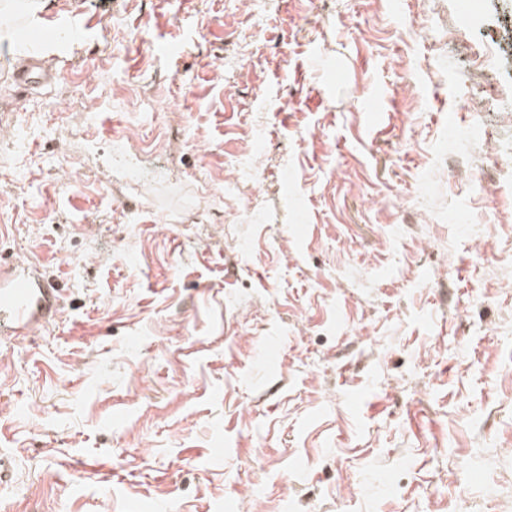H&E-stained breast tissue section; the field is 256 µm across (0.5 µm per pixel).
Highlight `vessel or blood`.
Wrapping results in <instances>:
<instances>
[{
    "label": "vessel or blood",
    "mask_w": 512,
    "mask_h": 512,
    "mask_svg": "<svg viewBox=\"0 0 512 512\" xmlns=\"http://www.w3.org/2000/svg\"><path fill=\"white\" fill-rule=\"evenodd\" d=\"M51 77L42 60L34 57L14 72L15 82L23 86ZM60 306L56 288L35 265L19 261L0 269V341L17 344L40 335L53 324Z\"/></svg>",
    "instance_id": "1"
}]
</instances>
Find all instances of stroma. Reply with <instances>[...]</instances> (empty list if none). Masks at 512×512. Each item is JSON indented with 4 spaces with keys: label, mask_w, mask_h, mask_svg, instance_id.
Returning <instances> with one entry per match:
<instances>
[{
    "label": "stroma",
    "mask_w": 512,
    "mask_h": 512,
    "mask_svg": "<svg viewBox=\"0 0 512 512\" xmlns=\"http://www.w3.org/2000/svg\"><path fill=\"white\" fill-rule=\"evenodd\" d=\"M23 2L0 263L62 305L0 343V512H512V170L470 234L445 157L476 80L512 106V0ZM53 73L44 67L41 59L31 57L24 61V64L14 71V80L19 85L29 86L50 80Z\"/></svg>",
    "instance_id": "obj_1"
}]
</instances>
